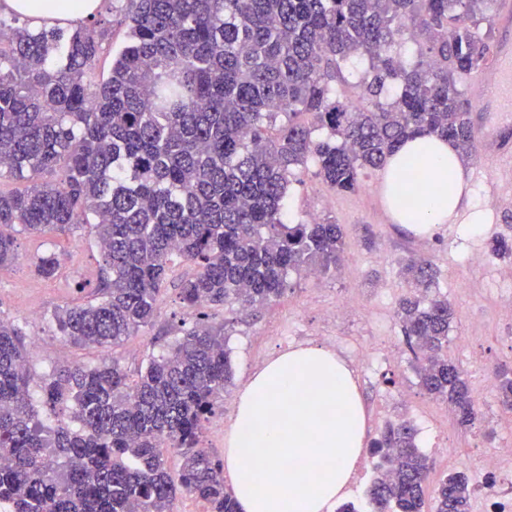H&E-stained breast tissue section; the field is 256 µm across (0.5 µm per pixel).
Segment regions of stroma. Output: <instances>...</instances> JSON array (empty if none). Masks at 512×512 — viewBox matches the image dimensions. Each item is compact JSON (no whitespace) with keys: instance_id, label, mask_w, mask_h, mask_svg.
Instances as JSON below:
<instances>
[{"instance_id":"obj_1","label":"stroma","mask_w":512,"mask_h":512,"mask_svg":"<svg viewBox=\"0 0 512 512\" xmlns=\"http://www.w3.org/2000/svg\"><path fill=\"white\" fill-rule=\"evenodd\" d=\"M126 0H103L99 17L108 37L100 55L96 78L107 77L113 54L123 45ZM473 174L471 194L456 224H445L432 235L421 236L393 218L383 190V174L368 171L360 188L339 194L312 169H304L288 190V214L293 221L310 216L341 224L345 250L340 271L317 277L291 274L288 287L277 300L245 317L235 308L217 306L204 312L187 309L174 286H167L158 301L153 323L119 346L103 351L72 344L56 330L54 311L72 301L90 299L101 267L96 238L89 226L72 232L43 236L16 232L18 259L0 271V318L12 321L23 342L42 337V351H29L33 379L60 366H92L102 359L118 361L128 374H136L151 357L165 352L182 325L198 317L223 325L226 349L234 378L217 403L215 412L232 419L239 390L272 356L287 351L288 337L304 344H326L345 360H352V345L367 340L393 344L398 358L375 365L356 380L366 414V439L379 438L385 427L412 417L420 451L434 463V479L451 472L464 473L471 490H478L479 452L512 442V410L498 399L497 369L512 370V318L501 315L505 297L512 293V255H494L492 237L512 241V168L499 167L478 154L469 160ZM484 212L478 232H466L462 222L472 209ZM61 261L58 276L38 277L34 264L45 252ZM484 261L474 264L472 254ZM425 257L437 273V291L447 296L456 318L448 336V356L468 375L481 416L469 428L460 427L445 402L428 395L419 385L415 362L403 334L397 310L408 285L401 274L403 260ZM356 305L353 316L326 317L339 298Z\"/></svg>"}]
</instances>
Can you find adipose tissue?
Instances as JSON below:
<instances>
[{"label": "adipose tissue", "instance_id": "1", "mask_svg": "<svg viewBox=\"0 0 512 512\" xmlns=\"http://www.w3.org/2000/svg\"><path fill=\"white\" fill-rule=\"evenodd\" d=\"M99 0H7L28 17L90 16ZM414 161L418 181L406 175ZM470 176L455 147L419 135L392 153L384 190L399 224L428 235L452 222ZM361 394L347 363L317 345L270 358L237 397L224 470L239 512H331L365 446Z\"/></svg>", "mask_w": 512, "mask_h": 512}]
</instances>
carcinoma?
I'll use <instances>...</instances> for the list:
<instances>
[{
    "instance_id": "cac0c4a2",
    "label": "carcinoma",
    "mask_w": 512,
    "mask_h": 512,
    "mask_svg": "<svg viewBox=\"0 0 512 512\" xmlns=\"http://www.w3.org/2000/svg\"><path fill=\"white\" fill-rule=\"evenodd\" d=\"M127 41L109 76L93 80L105 30L95 20L5 26L0 19V228L64 234L93 227L100 297L53 314L80 346L105 350L149 326L175 259L189 309L278 299L288 274L341 266V225L290 222L297 171L338 193L384 166L420 134L477 153L464 81L490 46L472 30L494 0H127ZM357 100L334 82L358 59ZM327 131L319 139L316 132ZM16 239L0 231V270ZM60 261L39 257L53 279ZM400 303L420 385L472 426L479 412L465 372L448 359L454 312L432 294L431 264L403 268ZM28 353L0 318V501L11 512H173L182 490L208 512H238L224 463L200 446L203 422L233 379L224 325L180 329L167 354L132 379L119 362L54 370L30 394ZM512 409V377L501 374ZM408 421L375 442L388 464L368 491L376 512H422L430 465ZM182 455L175 485L164 447ZM433 512H470L469 481H438Z\"/></svg>"
}]
</instances>
